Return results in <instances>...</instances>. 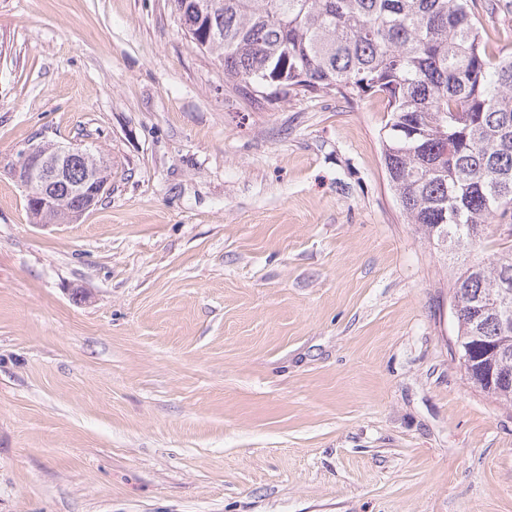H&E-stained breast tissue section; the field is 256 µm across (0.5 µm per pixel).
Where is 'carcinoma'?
<instances>
[{
	"mask_svg": "<svg viewBox=\"0 0 512 512\" xmlns=\"http://www.w3.org/2000/svg\"><path fill=\"white\" fill-rule=\"evenodd\" d=\"M199 4L202 51L224 65V93L258 105L297 91L345 99L380 95L384 169L407 222L429 244L465 252L485 230L512 224V48L486 51L473 0H170ZM36 224L64 212L33 210ZM512 246L451 266L454 340L465 377L512 407V336L500 333L499 285Z\"/></svg>",
	"mask_w": 512,
	"mask_h": 512,
	"instance_id": "1",
	"label": "carcinoma"
}]
</instances>
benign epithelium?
I'll return each mask as SVG.
<instances>
[{
  "instance_id": "7a95c632",
  "label": "benign epithelium",
  "mask_w": 512,
  "mask_h": 512,
  "mask_svg": "<svg viewBox=\"0 0 512 512\" xmlns=\"http://www.w3.org/2000/svg\"><path fill=\"white\" fill-rule=\"evenodd\" d=\"M74 153L90 156V150L81 144L58 145L52 148L35 145L22 151L11 164V173L25 189L31 208L39 211L63 210L73 221L82 216V212L66 207L56 192L59 184L69 181L66 158ZM110 172L111 167L107 160L97 159L80 182L71 184L70 191L92 203L105 191L110 181Z\"/></svg>"
}]
</instances>
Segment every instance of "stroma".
Instances as JSON below:
<instances>
[{
    "label": "stroma",
    "mask_w": 512,
    "mask_h": 512,
    "mask_svg": "<svg viewBox=\"0 0 512 512\" xmlns=\"http://www.w3.org/2000/svg\"><path fill=\"white\" fill-rule=\"evenodd\" d=\"M386 118L225 94L170 0H0V512H512ZM48 140L118 162L72 224L9 170Z\"/></svg>",
    "instance_id": "1"
}]
</instances>
